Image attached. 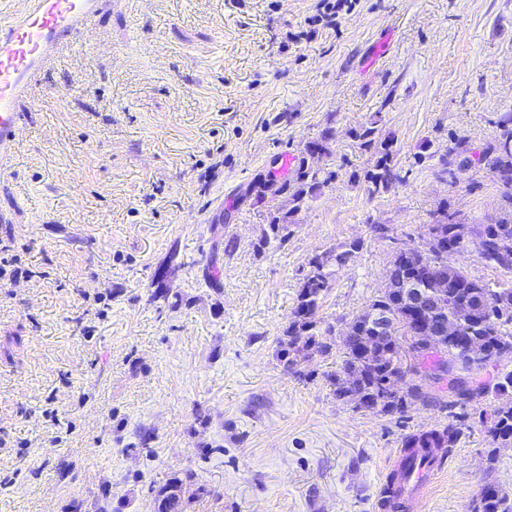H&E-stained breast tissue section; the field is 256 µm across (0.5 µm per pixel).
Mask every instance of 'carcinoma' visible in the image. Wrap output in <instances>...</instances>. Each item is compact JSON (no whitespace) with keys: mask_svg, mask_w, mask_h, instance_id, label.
<instances>
[{"mask_svg":"<svg viewBox=\"0 0 512 512\" xmlns=\"http://www.w3.org/2000/svg\"><path fill=\"white\" fill-rule=\"evenodd\" d=\"M494 124L497 134L477 156H470V148L462 142L448 152L450 160L444 162L443 172L452 178L475 166L486 169L503 188L505 207L502 214L487 224L469 227L454 220V216L442 213L443 220L429 225L424 248L414 250L413 257L404 260L394 256L387 274V288L368 309L350 321L351 334L343 337V360L338 371L328 375L339 399L348 393L358 392L368 402L366 408L383 414H402L406 399H429L427 388L435 384V372L443 367L456 376L457 383L440 386V392L448 393L444 407L454 408L460 402H470L493 396L497 399L512 394V371L499 370L495 383L484 380L483 373L490 367H498V360L506 352L512 353V288H492L486 282L476 280L456 266L451 257L463 249L462 241L476 244V252L486 265L512 272V113L502 114ZM360 148L374 153V169L365 173L367 191L371 196L387 192L400 176L393 165V141L387 136L376 139V128L370 126L355 133ZM336 178V172L310 170L305 162L291 178L276 180L272 177L261 181L262 188L257 200H272L286 195L290 208L269 209L268 231L263 233L260 246L272 242L284 244L291 235L290 226L296 212L312 198L320 188ZM345 254L331 251L315 255L310 269L303 278L293 311V318L284 330L285 339L280 341V358L287 371L296 372L300 362L314 354L326 355L330 345L323 341L315 315L319 303L329 290L334 267L342 264ZM436 289L442 296L436 298L437 310L453 315L456 304L465 298L480 303L474 317L461 324L456 336H440L433 347H427L424 328L406 318L397 329V337L376 349L368 350L364 341L372 335L376 316L393 310L401 311L415 292L429 293ZM483 343L486 356L472 358L463 352V341ZM406 364L417 382L407 386L397 398L385 396L386 384L394 369ZM492 424L487 428L490 444L489 461L493 462L499 448L512 445V402L492 409ZM459 435L457 425L450 423L443 429H431L412 433L405 437L404 447L409 449L406 462L413 463L422 457L431 464L437 463L435 448H451ZM183 480L170 479L159 488L155 512H186L182 496ZM473 512H512V497L498 485L488 483L482 489Z\"/></svg>","mask_w":512,"mask_h":512,"instance_id":"obj_1","label":"carcinoma"}]
</instances>
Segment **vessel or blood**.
<instances>
[{"label": "vessel or blood", "instance_id": "vessel-or-blood-1", "mask_svg": "<svg viewBox=\"0 0 512 512\" xmlns=\"http://www.w3.org/2000/svg\"><path fill=\"white\" fill-rule=\"evenodd\" d=\"M102 0H25L24 9L0 16V160L19 142L17 102L27 96L36 76L62 45L81 37ZM432 467L416 461L404 469L400 487L410 493L429 484Z\"/></svg>", "mask_w": 512, "mask_h": 512}]
</instances>
